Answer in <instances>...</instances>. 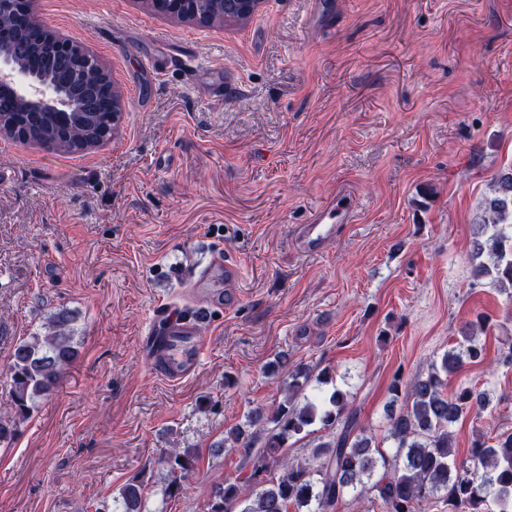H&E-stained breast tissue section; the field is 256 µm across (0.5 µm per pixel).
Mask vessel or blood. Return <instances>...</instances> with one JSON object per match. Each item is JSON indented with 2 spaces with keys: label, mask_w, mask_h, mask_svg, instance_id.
Returning <instances> with one entry per match:
<instances>
[{
  "label": "vessel or blood",
  "mask_w": 512,
  "mask_h": 512,
  "mask_svg": "<svg viewBox=\"0 0 512 512\" xmlns=\"http://www.w3.org/2000/svg\"><path fill=\"white\" fill-rule=\"evenodd\" d=\"M356 214L352 195L338 192L314 213L310 223L296 226L294 239L298 250L304 254L321 253L335 239L341 225L355 222ZM240 278L237 263L223 253H213L191 281L197 296L194 309L186 311L171 305L154 309L152 328L145 342L148 361L168 381H181L198 369L204 345L202 322L211 309L238 302Z\"/></svg>",
  "instance_id": "b4317fda"
}]
</instances>
